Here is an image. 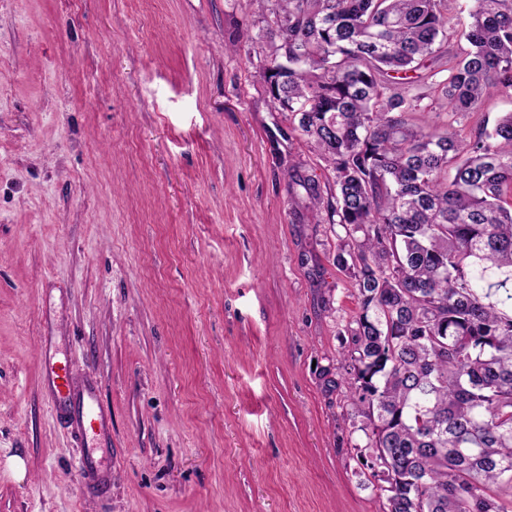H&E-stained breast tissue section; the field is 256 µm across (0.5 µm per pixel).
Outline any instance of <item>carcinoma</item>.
I'll return each instance as SVG.
<instances>
[{
  "mask_svg": "<svg viewBox=\"0 0 512 512\" xmlns=\"http://www.w3.org/2000/svg\"><path fill=\"white\" fill-rule=\"evenodd\" d=\"M246 3L271 35L272 104L335 174L357 299L336 370L380 512H512V112L438 133L410 121L407 88L441 59L456 116L512 91V0H469L460 54L448 0Z\"/></svg>",
  "mask_w": 512,
  "mask_h": 512,
  "instance_id": "carcinoma-1",
  "label": "carcinoma"
}]
</instances>
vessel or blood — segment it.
I'll return each mask as SVG.
<instances>
[{
	"label": "vessel or blood",
	"instance_id": "obj_1",
	"mask_svg": "<svg viewBox=\"0 0 512 512\" xmlns=\"http://www.w3.org/2000/svg\"><path fill=\"white\" fill-rule=\"evenodd\" d=\"M41 369L57 417L66 419L81 434L85 433L87 427L105 425L107 414L100 405L98 388L91 384L74 386L68 361L47 353L41 358ZM79 469L85 483L99 492H106L109 476L103 449L84 448Z\"/></svg>",
	"mask_w": 512,
	"mask_h": 512
}]
</instances>
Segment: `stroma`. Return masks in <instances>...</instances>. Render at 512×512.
Listing matches in <instances>:
<instances>
[{
  "label": "stroma",
  "instance_id": "stroma-1",
  "mask_svg": "<svg viewBox=\"0 0 512 512\" xmlns=\"http://www.w3.org/2000/svg\"><path fill=\"white\" fill-rule=\"evenodd\" d=\"M245 0H0V512H379L328 386L357 308L334 175L275 108ZM413 122L465 132L429 79ZM112 419V489L45 347ZM22 458L24 478L8 466ZM41 369L52 397V408L57 417L66 419L76 431L84 435L86 426L93 431L104 427L107 413L99 402V390L93 384L74 386L69 371V361H62L57 354L45 353ZM107 452L108 448L86 447L79 463L81 478L101 493L106 492L109 484L108 470L111 466L104 462V453Z\"/></svg>",
  "mask_w": 512,
  "mask_h": 512
}]
</instances>
